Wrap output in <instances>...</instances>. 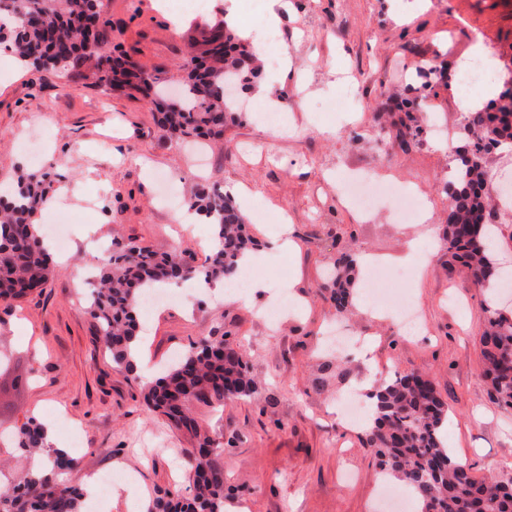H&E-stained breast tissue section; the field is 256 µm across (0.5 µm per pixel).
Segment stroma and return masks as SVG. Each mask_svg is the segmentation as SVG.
Returning a JSON list of instances; mask_svg holds the SVG:
<instances>
[{"label":"stroma","mask_w":512,"mask_h":512,"mask_svg":"<svg viewBox=\"0 0 512 512\" xmlns=\"http://www.w3.org/2000/svg\"><path fill=\"white\" fill-rule=\"evenodd\" d=\"M225 0H210L196 19L172 18L159 0H104L110 46L144 68L181 74L203 23L223 19ZM277 33L289 70L260 74L246 100L277 107L283 133L247 113L203 150L160 129L148 99L94 85L85 72L0 75V184L24 172L49 171V193L61 182L67 199L38 211V224L63 222L69 247L56 273L27 298L0 302V349L13 355L0 373V423L53 420L60 445L77 457L70 480L113 469L131 475L134 495L105 500L100 512H138L142 497L177 486L188 434L143 402L144 378L112 362L95 320L75 298L96 263V247L129 241L164 254L182 251L203 264L212 225L178 224L159 200L155 173L168 175L183 199L200 187L236 184L250 193L242 209L250 232L268 242L281 218L295 228L292 251L255 254L252 277L262 289L252 304L195 298L175 289L170 305L138 312L139 357L166 365L205 336L244 346L258 383L255 398L195 415L224 443L226 512H374L382 482L364 425L336 416L345 392L409 371L433 380L448 405L444 442L475 477L512 476V408L494 400L482 371L478 338L487 292L448 262L438 238L448 221L442 187L457 143L460 60L482 44L512 83V0H292ZM432 65L443 81L415 111L421 144L403 153L380 142L394 103L417 98L413 77ZM356 81V100L325 111L341 87L342 69ZM335 135H328V128ZM353 159L402 185L422 187L437 241L416 268L408 292L424 331L403 335L394 314L372 313L356 298L337 315L324 297L326 266L352 249L402 264L417 225L380 211L370 219L336 201V182ZM286 282L297 308L276 327L260 316L266 289ZM350 325L362 348L334 351L328 327ZM331 370H323V363Z\"/></svg>","instance_id":"35a3bbf8"}]
</instances>
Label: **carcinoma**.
Wrapping results in <instances>:
<instances>
[{
	"instance_id": "obj_1",
	"label": "carcinoma",
	"mask_w": 512,
	"mask_h": 512,
	"mask_svg": "<svg viewBox=\"0 0 512 512\" xmlns=\"http://www.w3.org/2000/svg\"><path fill=\"white\" fill-rule=\"evenodd\" d=\"M102 0H0V21L13 18L8 28L16 57L35 69L70 72L90 67L97 84L127 87L151 96L163 130L183 140L207 141L224 135L227 122L242 118L241 105L224 95V84L247 88L255 75L256 55L249 42L226 21L220 29L224 42L212 45L204 37L196 54L182 65L185 78L179 100L165 99L166 81L160 71L149 72L137 64L127 67L121 54L105 49L107 39L98 30ZM490 110L464 114L458 135L464 148L454 156L456 177L447 183L449 220L442 241L448 258L459 263L481 288L499 293L505 279H495L488 233L489 200L485 192L490 148L512 143V96ZM416 100L398 105L403 112L384 131L383 138L403 151L419 145V126L413 116ZM47 192L34 173L17 179L14 201L0 209V300L19 299L45 285L54 270L40 240V225L32 217L42 207ZM190 209L215 221L220 246L195 266L177 254L164 256L138 244L112 249L97 258L96 281L88 299L90 316L103 333L114 364L136 369L138 348L136 312L143 290L183 274L186 281L234 279L241 260L257 241L246 231V220L230 195L208 189L197 193ZM355 260H336L325 289L336 312L353 301ZM480 355L494 398L512 406V318L488 303ZM254 382L248 373L247 353L224 341L204 337L171 364L168 373L149 382L144 399L154 412L164 415L176 429L195 439L184 449L191 494L170 492L151 500L147 512H224V465L221 442L203 431L193 408H222L248 398ZM374 406L367 444L383 458L384 475L410 493L416 512L436 506L439 512H512V479H475L465 464L446 446L441 435L448 421V405L428 376L412 371L379 383L369 393ZM12 447L31 456L43 451L44 428L33 418L9 432ZM77 460L57 449L47 454L44 469L24 467L18 475L0 473V512H83L84 490L66 482L62 475Z\"/></svg>"
}]
</instances>
